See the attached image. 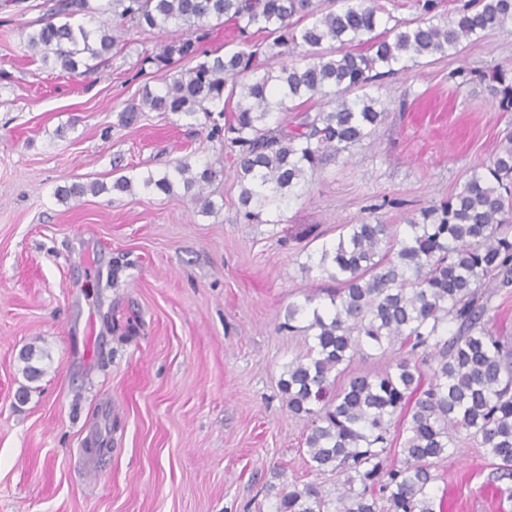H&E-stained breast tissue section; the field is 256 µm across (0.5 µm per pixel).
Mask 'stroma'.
Wrapping results in <instances>:
<instances>
[{"mask_svg": "<svg viewBox=\"0 0 512 512\" xmlns=\"http://www.w3.org/2000/svg\"><path fill=\"white\" fill-rule=\"evenodd\" d=\"M36 0L0 2V512H275L291 484L344 495L312 468L306 424L278 381L307 351L288 308H328L314 264L344 225L397 232L490 163L512 112L464 72L512 67V26L421 59L370 89L387 104L364 145L328 160L281 221L244 219L219 142L182 114H118L192 60L152 63L174 31L122 30L100 67L71 75L26 51ZM210 165L213 213L190 194L112 191L116 178ZM100 183L68 202L57 187ZM46 352L27 380V346ZM458 435L434 461L441 512H512V480Z\"/></svg>", "mask_w": 512, "mask_h": 512, "instance_id": "stroma-1", "label": "stroma"}]
</instances>
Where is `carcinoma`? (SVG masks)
<instances>
[{
    "label": "carcinoma",
    "instance_id": "cac0c4a2",
    "mask_svg": "<svg viewBox=\"0 0 512 512\" xmlns=\"http://www.w3.org/2000/svg\"><path fill=\"white\" fill-rule=\"evenodd\" d=\"M437 4L425 0V17L381 27L376 0H352L325 11L315 0H53L44 22L26 34L28 48L67 73L107 60L119 42L116 28L94 30L73 24L78 15L112 13L121 23L164 30L170 23L184 38L163 45L159 63L173 56L204 57L160 90L145 87L139 102L119 113L123 126L143 112L195 116L224 114L207 138L227 150L240 179L239 203L248 218L280 210L285 195L306 181L326 158L370 138L386 106L365 91L407 68L420 57L458 51L461 42L512 25V0H467L453 20L434 22ZM231 24L240 49L211 56L200 49L212 24ZM339 44L333 49V44ZM274 70L260 62L292 57ZM471 82L486 85L499 108L512 112V70L470 71ZM299 100L318 101L293 124L268 125L274 112H293ZM483 170H473L460 189L407 224L399 237L376 218L342 227L336 245L323 248L316 268L336 284L332 309L295 305L286 328L302 311L311 319L307 355L288 363L279 390L288 410L310 421L306 452L315 468L347 474V494L336 512H436L428 491L430 466L447 456L452 433L480 440L500 461V478H512V343L483 326L487 290L512 285V132ZM215 177L209 165L180 160L173 173L149 172L138 181L121 176L112 190L134 184L164 194L177 183L193 193L201 212H212L204 195ZM105 190L72 183L57 190L61 201ZM457 325L448 334V324ZM408 348L396 363L374 376L355 375L343 387L336 378L366 345L383 350ZM430 370L423 383V367ZM413 407L402 422L407 433L402 466L385 465L388 435L397 411ZM276 512H328V501L314 486L292 485L279 493Z\"/></svg>",
    "mask_w": 512,
    "mask_h": 512
}]
</instances>
